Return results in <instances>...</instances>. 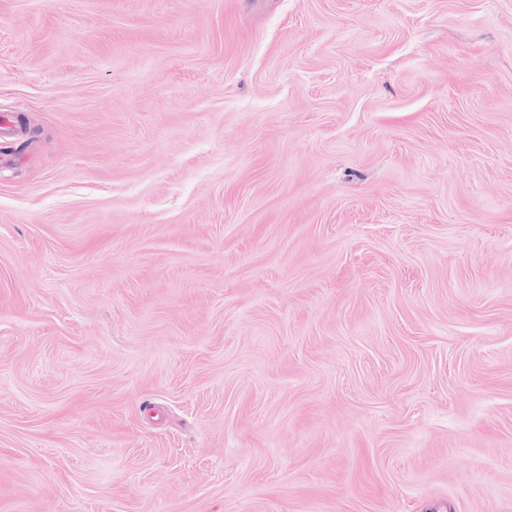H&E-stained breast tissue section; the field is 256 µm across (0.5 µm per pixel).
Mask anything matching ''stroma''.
I'll use <instances>...</instances> for the list:
<instances>
[{
	"label": "stroma",
	"instance_id": "obj_1",
	"mask_svg": "<svg viewBox=\"0 0 512 512\" xmlns=\"http://www.w3.org/2000/svg\"><path fill=\"white\" fill-rule=\"evenodd\" d=\"M0 512H512V0H0Z\"/></svg>",
	"mask_w": 512,
	"mask_h": 512
}]
</instances>
